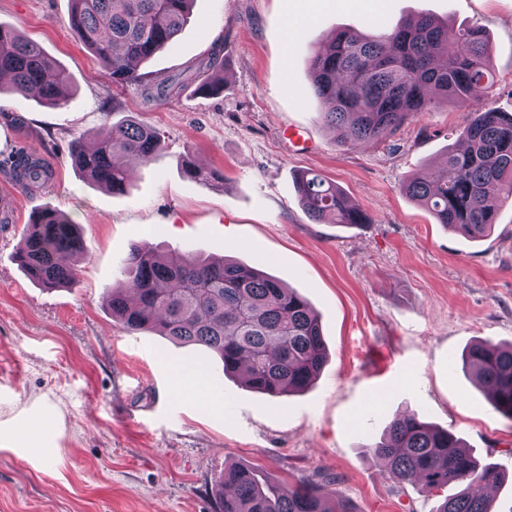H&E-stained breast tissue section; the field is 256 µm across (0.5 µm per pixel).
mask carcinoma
I'll list each match as a JSON object with an SVG mask.
<instances>
[{"instance_id":"cac0c4a2","label":"carcinoma","mask_w":512,"mask_h":512,"mask_svg":"<svg viewBox=\"0 0 512 512\" xmlns=\"http://www.w3.org/2000/svg\"><path fill=\"white\" fill-rule=\"evenodd\" d=\"M193 2L72 0L70 25L100 59L112 84H141L139 65L176 41ZM222 67L214 47L189 71L214 72L207 84L222 88L224 80L216 75ZM2 72L9 76L10 88L35 89L47 104L66 99L64 71L36 43L0 25ZM311 76L325 106L323 119L340 146L386 139L438 98L468 108L442 165L429 178L406 180L402 190L454 233L480 240L492 232L504 202L512 197V113L471 99L474 89L495 85L483 29L454 30L418 13L376 36L342 30L314 52ZM178 84V79L158 74L147 95L168 99L177 94ZM96 139L95 150L76 141L71 153L87 179L114 194L125 192L130 166L150 162L163 150L158 131L133 120L103 126ZM13 170L28 186L50 177L49 169L32 157L14 161ZM297 192L304 212L317 223L371 222L318 174L304 173ZM53 215L48 223L32 225L17 253L20 267L44 288H60L75 279L76 269L63 265L60 257L81 250L77 225L56 210ZM107 303L126 330L153 331L200 346L223 362L224 373L271 397L304 391L327 361L321 324L309 302L261 270L231 259L136 248ZM461 370L472 375L495 411L512 419V343H470ZM368 452L385 462L392 481L414 478L428 496L452 483L462 486L445 496L435 512H493L472 487L496 486L503 472L479 464L454 433L414 413L396 418ZM215 496L220 512H348L343 504L327 506L308 480H299L285 494L267 474L241 464L224 467Z\"/></svg>"}]
</instances>
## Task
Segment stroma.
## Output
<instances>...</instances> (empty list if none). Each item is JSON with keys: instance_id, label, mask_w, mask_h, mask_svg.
<instances>
[{"instance_id": "1", "label": "stroma", "mask_w": 512, "mask_h": 512, "mask_svg": "<svg viewBox=\"0 0 512 512\" xmlns=\"http://www.w3.org/2000/svg\"><path fill=\"white\" fill-rule=\"evenodd\" d=\"M419 12L478 25L496 72L480 101L512 113V0H195L176 42L139 66L177 74L222 47L223 93L188 84L145 106L140 85L114 86L73 36L71 0H0V24L38 44L69 78L66 102L0 92V162L26 153L49 169L28 186L0 169V429L26 412L53 413L56 455L37 458L0 439V512H219L214 488L230 464L260 467L291 488L315 482L349 512H435L438 498L390 480L366 449L395 418L415 413L449 430L505 481L493 512H512V420L462 370L467 344L512 343V202L474 242L401 190L435 171L465 113L454 103L406 120L379 142L338 146L311 86L310 59L337 31L373 36ZM300 33L286 40L290 23ZM131 119L158 130L163 151L133 168L125 193L90 182L70 145ZM303 132L299 151L283 131ZM214 172L201 181L185 163ZM315 171L370 223L311 221L295 190ZM78 224L75 281L44 288L16 255L35 210ZM227 256L305 296L328 348L306 391L273 398L225 375L218 359L150 331L127 332L106 294L134 247ZM208 359L217 406L176 392L177 367Z\"/></svg>"}]
</instances>
